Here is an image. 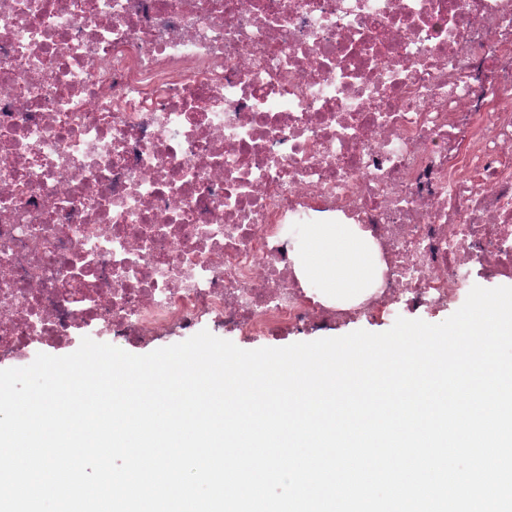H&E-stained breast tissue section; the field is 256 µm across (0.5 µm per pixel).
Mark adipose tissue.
Returning <instances> with one entry per match:
<instances>
[{"instance_id":"obj_1","label":"adipose tissue","mask_w":512,"mask_h":512,"mask_svg":"<svg viewBox=\"0 0 512 512\" xmlns=\"http://www.w3.org/2000/svg\"><path fill=\"white\" fill-rule=\"evenodd\" d=\"M375 255L349 224H320L309 229L300 245L299 277L328 299L350 297L370 285Z\"/></svg>"}]
</instances>
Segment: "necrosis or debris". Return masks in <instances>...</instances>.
I'll return each instance as SVG.
<instances>
[{
    "mask_svg": "<svg viewBox=\"0 0 512 512\" xmlns=\"http://www.w3.org/2000/svg\"><path fill=\"white\" fill-rule=\"evenodd\" d=\"M377 283L321 301L318 220ZM512 279V0H0V357Z\"/></svg>",
    "mask_w": 512,
    "mask_h": 512,
    "instance_id": "obj_1",
    "label": "necrosis or debris"
}]
</instances>
